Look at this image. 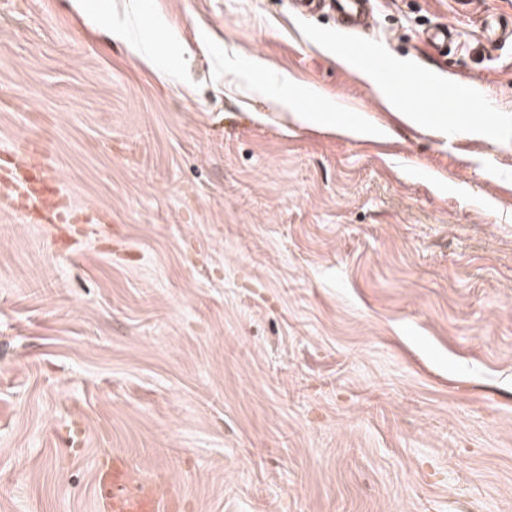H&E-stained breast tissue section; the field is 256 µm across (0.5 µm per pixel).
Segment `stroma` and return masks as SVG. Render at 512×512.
<instances>
[{"mask_svg": "<svg viewBox=\"0 0 512 512\" xmlns=\"http://www.w3.org/2000/svg\"><path fill=\"white\" fill-rule=\"evenodd\" d=\"M291 2L0 0V153L44 140L71 199L0 197V512H97L113 454L172 512H512V0H370L390 84L470 89L446 133ZM254 72L259 80V84L264 92L269 89H275L276 94L268 96L275 104H285L289 102L288 83L278 75L269 71L265 65L258 61L254 66ZM296 119L310 124L332 130H338L347 135H359L370 133L359 119L348 112H343L334 107H329L316 101L310 107L300 112L291 113Z\"/></svg>", "mask_w": 512, "mask_h": 512, "instance_id": "1", "label": "stroma"}]
</instances>
